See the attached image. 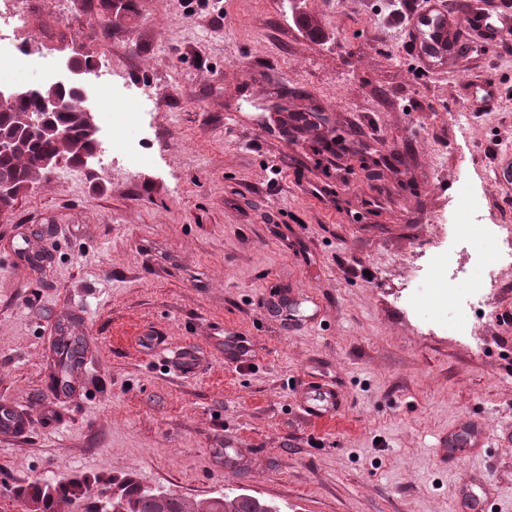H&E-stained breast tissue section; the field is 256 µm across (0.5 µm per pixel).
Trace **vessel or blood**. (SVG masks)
Returning a JSON list of instances; mask_svg holds the SVG:
<instances>
[{
  "label": "vessel or blood",
  "mask_w": 512,
  "mask_h": 512,
  "mask_svg": "<svg viewBox=\"0 0 512 512\" xmlns=\"http://www.w3.org/2000/svg\"><path fill=\"white\" fill-rule=\"evenodd\" d=\"M420 3V9L407 22L409 46L429 66L446 64L458 44L455 36L458 27L482 31L487 39L495 43L501 39L499 27L489 17L467 10L462 0H420ZM138 344L164 360L174 374L189 375L197 369V360L189 348L160 347L157 339L147 333L139 336ZM337 400L335 389L323 385L305 386L301 393L305 410L310 417L316 419L331 416ZM448 444L452 447L461 444L483 447L484 431L478 425L457 429L449 435Z\"/></svg>",
  "instance_id": "b4317fda"
}]
</instances>
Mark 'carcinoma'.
I'll return each mask as SVG.
<instances>
[{"label":"carcinoma","mask_w":512,"mask_h":512,"mask_svg":"<svg viewBox=\"0 0 512 512\" xmlns=\"http://www.w3.org/2000/svg\"><path fill=\"white\" fill-rule=\"evenodd\" d=\"M34 97L23 98L8 109H0V138L14 141L11 153L0 155V183L20 188L29 186L45 173L43 160L63 155L69 163H79L93 153L99 141L85 127L79 112L68 109L55 115L56 123L67 129L69 137L56 141L49 136L22 133L28 113L37 107ZM83 351L80 341L63 336L58 344V372L51 376L50 388L66 386V376ZM28 512H107L111 507L107 494L114 495L125 512H199L201 502L191 503L169 490L142 486L132 477H70L55 482L34 481L11 488ZM222 512H261L266 502L233 490L217 496Z\"/></svg>","instance_id":"cac0c4a2"}]
</instances>
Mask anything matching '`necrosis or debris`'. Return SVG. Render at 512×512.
Masks as SVG:
<instances>
[{
	"label": "necrosis or debris",
	"mask_w": 512,
	"mask_h": 512,
	"mask_svg": "<svg viewBox=\"0 0 512 512\" xmlns=\"http://www.w3.org/2000/svg\"><path fill=\"white\" fill-rule=\"evenodd\" d=\"M58 62L46 53L20 50L13 42L0 38V82L10 83L24 73L37 74L42 81L58 83ZM151 86H133L121 78H100L92 102L102 111V122L112 133L101 144V153L121 159L127 170L148 166L151 157L136 135L143 117L153 102ZM476 207L473 187L468 179H460L457 188V206L448 215L449 239L466 240L477 256L480 266L475 276L451 278L445 275V257H437L428 275L411 271L406 280V299L417 313L428 322L447 324L457 336L472 337L473 326L467 307L469 298L482 295L494 285V266L490 257H501L503 251L512 252V229L490 230L473 223L471 215Z\"/></svg>",
	"instance_id": "1"
}]
</instances>
